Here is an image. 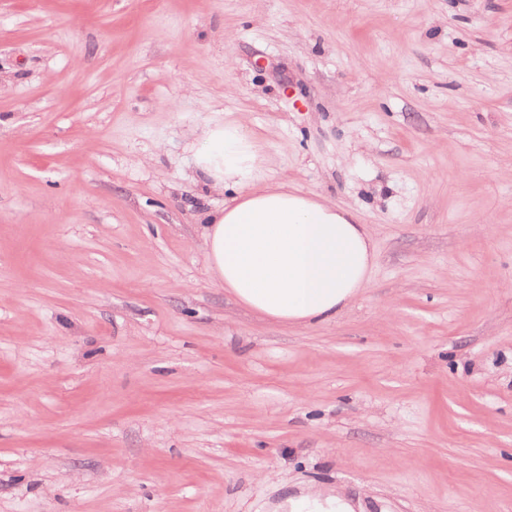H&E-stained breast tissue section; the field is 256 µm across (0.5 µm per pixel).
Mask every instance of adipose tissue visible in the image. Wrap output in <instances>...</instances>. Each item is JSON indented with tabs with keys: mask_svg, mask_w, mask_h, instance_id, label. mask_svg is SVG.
<instances>
[{
	"mask_svg": "<svg viewBox=\"0 0 512 512\" xmlns=\"http://www.w3.org/2000/svg\"><path fill=\"white\" fill-rule=\"evenodd\" d=\"M193 178L232 190L205 214L202 249L215 279L275 324L334 318L369 282L375 248L366 225L326 199L267 181L260 138L241 121L211 120L190 146ZM281 512H356L336 488L290 496Z\"/></svg>",
	"mask_w": 512,
	"mask_h": 512,
	"instance_id": "adipose-tissue-1",
	"label": "adipose tissue"
}]
</instances>
